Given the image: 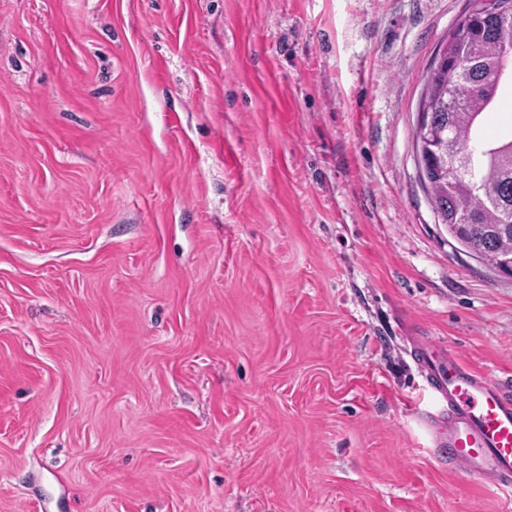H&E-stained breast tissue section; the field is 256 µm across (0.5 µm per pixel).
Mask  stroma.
<instances>
[{
  "label": "stroma",
  "mask_w": 512,
  "mask_h": 512,
  "mask_svg": "<svg viewBox=\"0 0 512 512\" xmlns=\"http://www.w3.org/2000/svg\"><path fill=\"white\" fill-rule=\"evenodd\" d=\"M467 0H0V512H512L414 340L512 376L420 180Z\"/></svg>",
  "instance_id": "obj_1"
}]
</instances>
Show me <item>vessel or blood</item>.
<instances>
[{
	"instance_id": "vessel-or-blood-1",
	"label": "vessel or blood",
	"mask_w": 512,
	"mask_h": 512,
	"mask_svg": "<svg viewBox=\"0 0 512 512\" xmlns=\"http://www.w3.org/2000/svg\"><path fill=\"white\" fill-rule=\"evenodd\" d=\"M418 366L447 409L425 419L437 456L491 486L512 487V385L433 343L417 339Z\"/></svg>"
}]
</instances>
